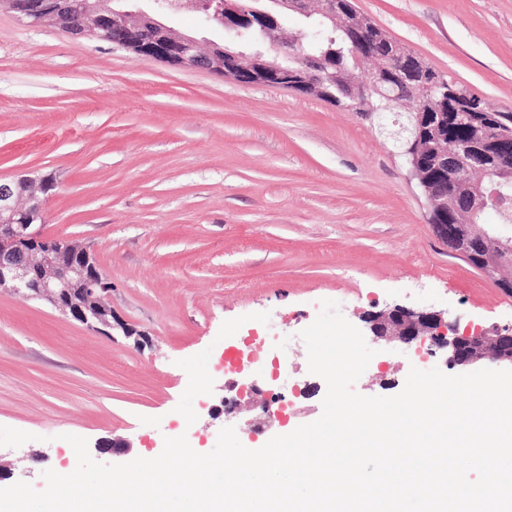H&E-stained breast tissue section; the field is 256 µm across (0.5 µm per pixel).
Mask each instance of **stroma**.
<instances>
[{
	"instance_id": "stroma-1",
	"label": "stroma",
	"mask_w": 512,
	"mask_h": 512,
	"mask_svg": "<svg viewBox=\"0 0 512 512\" xmlns=\"http://www.w3.org/2000/svg\"><path fill=\"white\" fill-rule=\"evenodd\" d=\"M435 70L512 111V0H354ZM312 95L138 59L121 47L28 25L0 10V180L52 175L44 230L89 247L115 313L148 337L101 336L43 302L0 293V470L43 489L76 467L66 435L110 440L121 464L189 431L209 452L224 427L263 447L322 414L325 381L300 337L321 310L362 327L396 305L441 312L459 331L512 328V293L456 256L386 130ZM355 382L393 396L444 354L366 336ZM270 360L259 393L237 389L224 352ZM280 395L285 423L251 439Z\"/></svg>"
}]
</instances>
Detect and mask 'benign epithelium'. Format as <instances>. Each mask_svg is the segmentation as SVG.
<instances>
[{"label": "benign epithelium", "mask_w": 512, "mask_h": 512, "mask_svg": "<svg viewBox=\"0 0 512 512\" xmlns=\"http://www.w3.org/2000/svg\"><path fill=\"white\" fill-rule=\"evenodd\" d=\"M20 18L36 25L46 18L60 19L67 5L58 0H0ZM258 0H201L197 7L224 24L231 33L241 28L272 34L278 26L271 8H260ZM84 22L78 31L83 37L117 44L147 62L173 67H193L231 79L240 78L267 86L320 89L306 61L295 70L262 50H247L241 42L224 46V54L202 52L195 38L179 34L161 21L142 12L108 11L104 3L85 7ZM348 39L356 56L366 55L362 23L352 18L345 23ZM377 90L376 76L348 94L351 102L338 98L336 105L352 110V100ZM448 119L460 125L494 123L493 135L480 140L461 139L451 148L441 149L432 160L436 176L425 170L419 148L422 116H416V129L402 126L392 134L409 176L422 188L429 204V223L439 239L452 252L465 258L487 278L508 292L512 282L499 277V271L512 261V237L497 239L479 225L461 224L457 198L466 193L472 202L470 217L489 208L504 209L512 197L499 186L512 183V120L487 113L480 101L465 87L450 88ZM53 185L24 177L0 182V292L8 291L24 299L43 300L65 316L108 338L114 329L132 337L136 332L114 319L108 298L112 277L95 270V257L87 249H72L64 238L43 233L45 194ZM370 332L387 344L428 346L431 354L447 353L446 363L467 367L479 361L512 364V334L496 337L495 349L486 348V337L479 331L458 332L442 314L426 309L396 305L387 312L364 318Z\"/></svg>", "instance_id": "obj_1"}]
</instances>
